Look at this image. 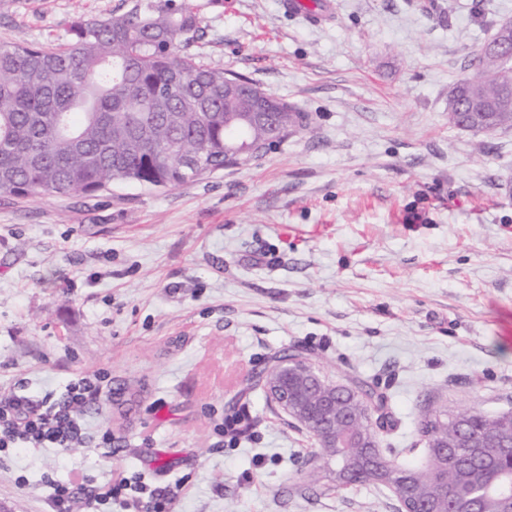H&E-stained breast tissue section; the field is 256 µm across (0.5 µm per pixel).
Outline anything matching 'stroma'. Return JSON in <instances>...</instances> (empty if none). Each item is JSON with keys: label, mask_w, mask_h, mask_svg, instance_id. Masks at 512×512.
<instances>
[{"label": "stroma", "mask_w": 512, "mask_h": 512, "mask_svg": "<svg viewBox=\"0 0 512 512\" xmlns=\"http://www.w3.org/2000/svg\"><path fill=\"white\" fill-rule=\"evenodd\" d=\"M135 0H0V42H64ZM191 0V52L295 104L304 127L176 189L0 199V399L104 374L66 449L11 448L0 512L124 469L168 512H398L388 488L301 481L314 441L259 374L302 354L384 392L382 447L423 448L426 403L512 409V129L448 122L512 0ZM112 431L111 447L99 432Z\"/></svg>", "instance_id": "obj_1"}]
</instances>
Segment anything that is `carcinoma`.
I'll use <instances>...</instances> for the list:
<instances>
[{
  "mask_svg": "<svg viewBox=\"0 0 512 512\" xmlns=\"http://www.w3.org/2000/svg\"><path fill=\"white\" fill-rule=\"evenodd\" d=\"M190 0H145L125 14L76 20L58 47L0 42V198L93 195L114 185L173 188L227 165L244 163L303 126L293 104L233 74L196 61L200 38ZM497 60L479 49L451 94L468 89L472 111L497 113L494 129L512 127L487 79ZM336 401L352 408L350 426L370 433L393 427L387 397L364 383L344 385ZM426 448L420 464L385 448H317L309 462L324 471L328 492L374 484L372 459L408 474L407 490L448 512L455 491L477 512H505L512 486V410L427 406L417 419Z\"/></svg>",
  "mask_w": 512,
  "mask_h": 512,
  "instance_id": "carcinoma-1",
  "label": "carcinoma"
}]
</instances>
